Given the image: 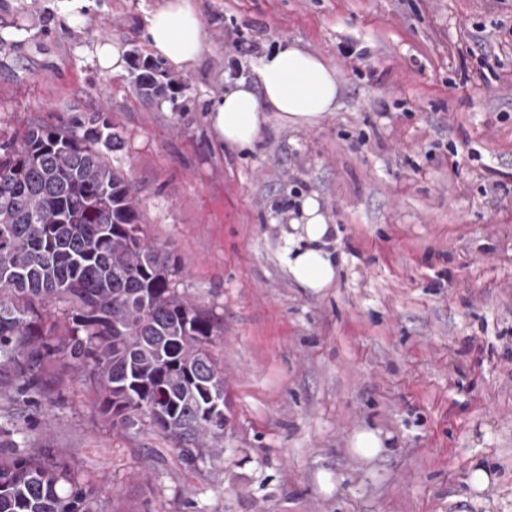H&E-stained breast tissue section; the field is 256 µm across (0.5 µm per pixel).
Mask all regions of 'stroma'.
<instances>
[{"instance_id":"1","label":"stroma","mask_w":512,"mask_h":512,"mask_svg":"<svg viewBox=\"0 0 512 512\" xmlns=\"http://www.w3.org/2000/svg\"><path fill=\"white\" fill-rule=\"evenodd\" d=\"M165 2L86 0L74 25L70 0H0V138L93 112L121 136L108 159L146 241L221 327L224 453L189 471L76 379L1 393L0 418L91 473L112 512H512V0H192L203 53L148 101L134 64ZM102 42L125 47L122 73L99 68ZM286 43L335 70L340 108L227 148L213 102ZM311 195L337 229L319 293L279 253ZM363 429L375 457L352 446Z\"/></svg>"}]
</instances>
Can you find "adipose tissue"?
Instances as JSON below:
<instances>
[{"label": "adipose tissue", "mask_w": 512, "mask_h": 512, "mask_svg": "<svg viewBox=\"0 0 512 512\" xmlns=\"http://www.w3.org/2000/svg\"><path fill=\"white\" fill-rule=\"evenodd\" d=\"M146 37L155 56L178 68L195 64L204 48V32L190 0H167L151 17ZM255 79L229 80L212 105L208 124L224 146L253 148L268 118L282 124L314 127L340 106L334 70L315 53L290 44L252 66ZM336 231L316 198L300 203V215L282 231L280 251L289 277L315 292L331 287L337 264L330 248Z\"/></svg>", "instance_id": "1"}]
</instances>
